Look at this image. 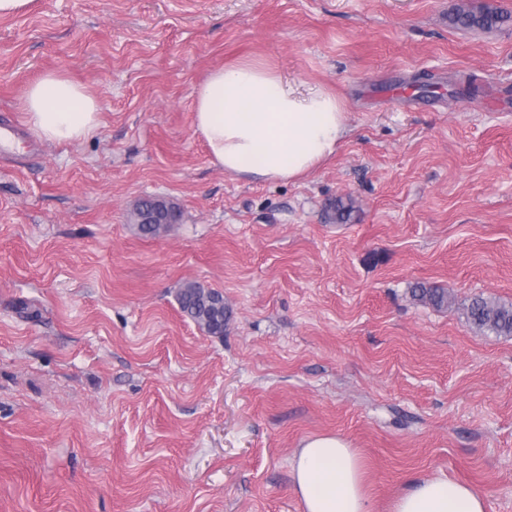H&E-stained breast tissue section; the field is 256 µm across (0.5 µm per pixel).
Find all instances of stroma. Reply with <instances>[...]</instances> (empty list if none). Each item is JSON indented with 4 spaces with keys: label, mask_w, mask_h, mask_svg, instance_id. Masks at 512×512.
Instances as JSON below:
<instances>
[{
    "label": "stroma",
    "mask_w": 512,
    "mask_h": 512,
    "mask_svg": "<svg viewBox=\"0 0 512 512\" xmlns=\"http://www.w3.org/2000/svg\"><path fill=\"white\" fill-rule=\"evenodd\" d=\"M462 4L507 18L461 28ZM242 61L336 92L334 157L211 164L195 92ZM47 73L96 99L95 133L29 143ZM2 117L26 139L0 161V512H302L322 434L361 454L372 512L432 477L512 512V338L464 315L512 302V0H33L0 16ZM148 195L180 213L152 238ZM187 281L223 294V335L181 312ZM411 296L414 300L430 304L437 309L448 308V290L446 288L417 283L411 289Z\"/></svg>",
    "instance_id": "obj_1"
}]
</instances>
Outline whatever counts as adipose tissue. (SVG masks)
Returning <instances> with one entry per match:
<instances>
[{
	"instance_id": "obj_1",
	"label": "adipose tissue",
	"mask_w": 512,
	"mask_h": 512,
	"mask_svg": "<svg viewBox=\"0 0 512 512\" xmlns=\"http://www.w3.org/2000/svg\"><path fill=\"white\" fill-rule=\"evenodd\" d=\"M25 110L49 141H75L99 126L98 104L87 90L51 73L31 86ZM193 112L211 163L242 177L302 178L335 154L347 131L335 93L299 91L256 62L213 69L196 89ZM292 478L303 512H369L361 459L341 436L308 438L294 458ZM392 512H486V498L471 485L430 478L401 493Z\"/></svg>"
}]
</instances>
